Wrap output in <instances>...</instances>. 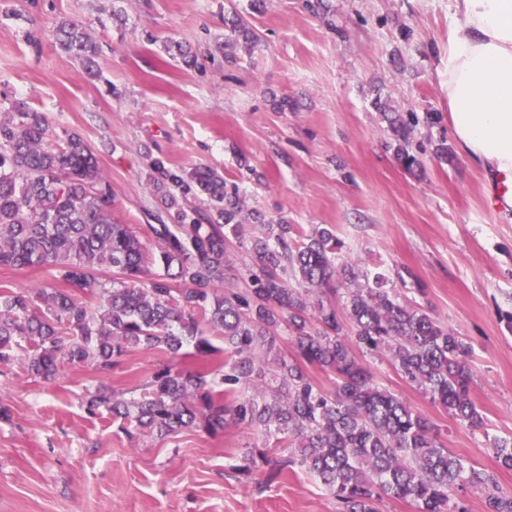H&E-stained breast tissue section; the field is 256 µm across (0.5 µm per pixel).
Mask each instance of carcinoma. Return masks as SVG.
I'll return each instance as SVG.
<instances>
[{
	"instance_id": "1",
	"label": "carcinoma",
	"mask_w": 512,
	"mask_h": 512,
	"mask_svg": "<svg viewBox=\"0 0 512 512\" xmlns=\"http://www.w3.org/2000/svg\"><path fill=\"white\" fill-rule=\"evenodd\" d=\"M224 26L226 49L257 40L237 13ZM56 44L99 77V47L83 23L59 22ZM164 50L179 65L202 66L187 43ZM375 107L398 163L421 167L410 150L415 118L379 100ZM144 177L156 212L140 236L113 221L111 185L80 135L56 133L46 113L20 103L0 110V266L42 267L52 280L0 289V369L25 344L28 372L44 380L65 363L107 378L132 350L197 358L194 370L163 366L136 398L102 385L85 411H105L146 437L214 436L230 424L272 432L277 444L241 453L235 471L245 486L260 490L297 468L330 492L339 512H380L386 498L414 512H469L466 500L450 497L456 485L480 494L485 512H512V490L497 473L464 465L428 418L374 380L365 360L386 354L406 383L479 429L466 342L382 275L359 280L339 262L332 229L299 234L286 222L266 223L217 170L186 171L149 155ZM231 237L250 244L244 288L224 287ZM282 327L290 353L280 346ZM311 367L332 376V389L313 381ZM492 451L499 469L512 470L511 439L495 440Z\"/></svg>"
}]
</instances>
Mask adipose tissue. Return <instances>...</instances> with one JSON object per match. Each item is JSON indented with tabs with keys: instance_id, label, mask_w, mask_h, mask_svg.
Masks as SVG:
<instances>
[{
	"instance_id": "adipose-tissue-1",
	"label": "adipose tissue",
	"mask_w": 512,
	"mask_h": 512,
	"mask_svg": "<svg viewBox=\"0 0 512 512\" xmlns=\"http://www.w3.org/2000/svg\"><path fill=\"white\" fill-rule=\"evenodd\" d=\"M448 108L461 154L512 175V0H454Z\"/></svg>"
}]
</instances>
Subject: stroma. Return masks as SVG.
Returning <instances> with one entry per match:
<instances>
[{
    "label": "stroma",
    "instance_id": "obj_1",
    "mask_svg": "<svg viewBox=\"0 0 512 512\" xmlns=\"http://www.w3.org/2000/svg\"><path fill=\"white\" fill-rule=\"evenodd\" d=\"M233 12L259 37L237 46L236 63L217 52L186 69L164 52L167 39L212 44ZM65 18L99 45L102 80L56 48ZM453 18L451 0H265L257 11L251 0H0V102L24 103L82 136L112 186L113 218L131 228L155 208L142 176L150 154L217 169L267 222L334 228L342 260L384 275L470 344L484 425L455 421L386 358L370 361L376 382L512 490V470H498L491 450L494 438L512 437V208L486 210L490 183L468 158L434 155L453 141ZM284 99L291 109H279ZM378 99L438 114L417 127L422 169L394 159ZM242 155L261 181L248 179ZM171 361L135 350L105 382L132 398ZM100 382L83 365L64 366L52 382L20 364L0 375V406L10 411L0 420V512H336L333 496L299 471L248 491L235 467L258 440L250 430L132 439L111 416H88Z\"/></svg>",
    "mask_w": 512,
    "mask_h": 512
}]
</instances>
